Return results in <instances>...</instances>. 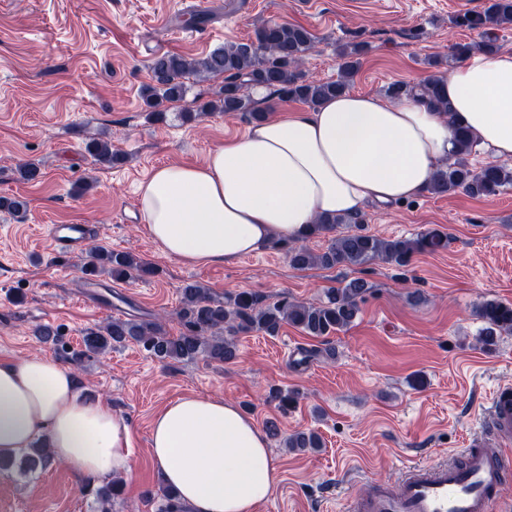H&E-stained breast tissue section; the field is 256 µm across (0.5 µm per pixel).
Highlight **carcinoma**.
Segmentation results:
<instances>
[{"label": "carcinoma", "instance_id": "1", "mask_svg": "<svg viewBox=\"0 0 512 512\" xmlns=\"http://www.w3.org/2000/svg\"><path fill=\"white\" fill-rule=\"evenodd\" d=\"M482 27H502L512 24V0H488L483 12L469 18ZM313 35L303 26L268 22L255 31V38L245 42H231L199 58L168 54L153 59L149 65L151 84L143 93L146 106L152 114L160 113L165 103L177 102L186 95L185 79L224 78L217 99L201 107V111L246 113L252 121H260L267 109L245 93L250 86H262L280 101H301L311 105L335 97L349 90L358 71L356 56L361 49L355 45L339 52L342 63L337 78L330 81L312 80L300 69L305 54L312 48ZM422 98L440 112H450L443 75L437 74L422 85ZM454 137L458 151L452 162L442 166L434 175L429 192L446 194L460 189L471 197L499 195L512 188V168L505 165H487L471 168L467 156L475 143L468 130L457 127ZM86 151L99 164L112 165L120 157L112 151V143L104 138H92ZM362 216L322 218L311 226L309 235L336 224H360ZM448 235L432 229L412 238L381 239L363 233L335 238L323 252H314L304 245L283 244L292 266L300 269L321 266H361L382 260L398 266L407 265L416 253H436L448 248ZM105 271L115 281L143 278L154 274L153 268L128 252H115L98 246L90 249L83 260L81 272L95 276ZM369 290L361 278L330 288L317 303H299L283 297L275 302L249 291H242L223 300L211 294L199 283H187L180 288L179 317L182 331L171 336L155 319L136 320L112 318L102 325L87 330L82 338V349L73 361L105 354L113 347L133 341L160 360H194L200 356L212 362L224 363L236 356L232 336L241 332L258 331L276 336L285 325L301 329L306 335L321 338L349 327L360 312ZM477 316L483 322L481 342L492 346L502 335H512V304L496 299L482 302ZM285 447L295 450H315L320 438L310 432H296L286 437ZM23 468L35 471L51 462L48 448H29L20 455ZM122 481L114 479L97 490L102 512L121 495Z\"/></svg>", "mask_w": 512, "mask_h": 512}]
</instances>
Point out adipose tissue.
Segmentation results:
<instances>
[{"instance_id":"obj_1","label":"adipose tissue","mask_w":512,"mask_h":512,"mask_svg":"<svg viewBox=\"0 0 512 512\" xmlns=\"http://www.w3.org/2000/svg\"><path fill=\"white\" fill-rule=\"evenodd\" d=\"M445 85L448 113L416 91L392 101L345 93L253 123L203 164L157 169L139 186L150 239L188 266L230 265L302 239L320 218L417 198L453 158L458 126L494 159H512V52L471 51ZM39 444L82 480L130 470L128 422L86 395L72 369L37 354L0 358V458ZM150 451L190 512H256L276 483L266 434L219 397L165 406Z\"/></svg>"}]
</instances>
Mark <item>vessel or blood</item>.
I'll use <instances>...</instances> for the list:
<instances>
[{"instance_id": "b4317fda", "label": "vessel or blood", "mask_w": 512, "mask_h": 512, "mask_svg": "<svg viewBox=\"0 0 512 512\" xmlns=\"http://www.w3.org/2000/svg\"><path fill=\"white\" fill-rule=\"evenodd\" d=\"M95 232L91 224H54L49 229L57 253L82 248ZM492 435L472 438L460 460L410 467L397 485H377L347 502V512H492L512 484V460L500 443L512 440V386L495 390L485 414Z\"/></svg>"}]
</instances>
